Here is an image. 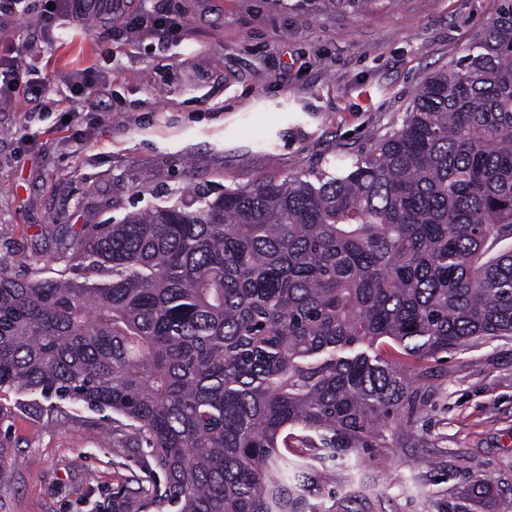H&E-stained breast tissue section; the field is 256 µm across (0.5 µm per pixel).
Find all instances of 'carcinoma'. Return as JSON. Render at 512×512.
Instances as JSON below:
<instances>
[{"label":"carcinoma","mask_w":512,"mask_h":512,"mask_svg":"<svg viewBox=\"0 0 512 512\" xmlns=\"http://www.w3.org/2000/svg\"><path fill=\"white\" fill-rule=\"evenodd\" d=\"M501 2L365 155L94 224L54 257L80 279L0 257V389L128 420L158 512H336L327 467L423 411L419 362L512 335Z\"/></svg>","instance_id":"cac0c4a2"}]
</instances>
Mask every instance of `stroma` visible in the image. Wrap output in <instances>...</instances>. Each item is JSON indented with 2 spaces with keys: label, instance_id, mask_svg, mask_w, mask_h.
<instances>
[{
  "label": "stroma",
  "instance_id": "obj_1",
  "mask_svg": "<svg viewBox=\"0 0 512 512\" xmlns=\"http://www.w3.org/2000/svg\"><path fill=\"white\" fill-rule=\"evenodd\" d=\"M500 0H120L115 11L39 33L5 15L18 62L47 108L0 97V255L13 275L56 276L54 254L83 225L165 201L297 174L390 136L422 84L454 65ZM163 14L176 33L132 40ZM93 66L98 95L69 82ZM427 406L389 449L337 468V512H448L475 479L485 512H512V336L476 339L429 361ZM85 404L0 392V442L19 458L0 512H154L163 477L124 421Z\"/></svg>",
  "mask_w": 512,
  "mask_h": 512
}]
</instances>
